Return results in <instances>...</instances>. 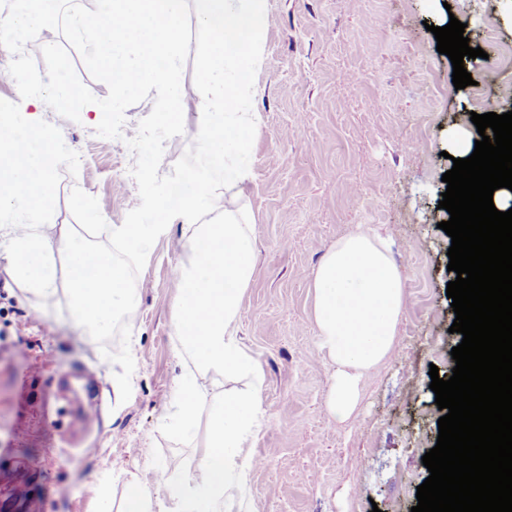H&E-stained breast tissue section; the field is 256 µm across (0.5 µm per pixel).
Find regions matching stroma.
<instances>
[{
  "instance_id": "1",
  "label": "stroma",
  "mask_w": 512,
  "mask_h": 512,
  "mask_svg": "<svg viewBox=\"0 0 512 512\" xmlns=\"http://www.w3.org/2000/svg\"><path fill=\"white\" fill-rule=\"evenodd\" d=\"M452 17L485 52L468 60L474 83L463 89L431 31ZM192 34L182 83L194 94L183 135L165 144L163 175L200 129L206 36L197 27ZM261 44L260 122L243 198L255 270L237 322L260 368L261 406L246 483L223 512H411L443 415L429 371L449 379L462 340L450 330L446 289L456 274L439 227L448 218L442 176L457 136L478 135L471 114L512 111V68L498 63L512 45V0H268ZM99 112L85 106L77 123L47 106L40 113L66 154L53 222L78 240L85 210L113 225L140 203L134 156L124 141L96 135ZM183 221L175 212L148 237L132 269L136 316L116 319L104 336L79 328L66 292L37 301L0 260V512H31L34 502L40 512H98L100 494L120 501L134 480L170 512L157 468L179 482L207 455L205 424L182 441L166 420L184 368L172 332ZM357 229L389 241L408 305L393 351L340 420L324 406L334 368L317 347L311 272ZM78 411L88 419L75 433ZM18 484L27 501L13 496Z\"/></svg>"
}]
</instances>
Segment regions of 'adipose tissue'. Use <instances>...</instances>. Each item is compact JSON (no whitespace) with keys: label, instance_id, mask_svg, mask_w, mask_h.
<instances>
[{"label":"adipose tissue","instance_id":"1","mask_svg":"<svg viewBox=\"0 0 512 512\" xmlns=\"http://www.w3.org/2000/svg\"><path fill=\"white\" fill-rule=\"evenodd\" d=\"M207 32L198 82L209 98L201 127L197 166L187 175L200 190L181 203L187 222L176 240L179 255L173 329L177 350L192 366L176 382L171 426L179 438L194 434L206 418L210 452L177 488L179 512H222L225 496L246 481L244 450L260 411L255 391L225 394L204 404L205 380L257 376L258 368L235 334L242 294L254 273V241L243 219V184L249 177V136L258 123L250 79L261 52L260 30L268 0H195ZM55 10V0H13L0 13V34L25 43L29 31ZM23 115L0 114V258L33 298L55 297L66 286L71 304L90 331L108 332L120 316L132 317L137 291L128 261L101 260L93 275L84 268L91 247L67 230H46L55 207L53 172L62 161L31 108L37 86L23 69L9 72ZM224 186L222 194L211 191ZM65 262L66 281L57 278ZM318 348L336 367L325 400L329 415L346 419L360 399V384L392 352L396 326L407 305L404 284L384 240L357 230L338 240L312 272Z\"/></svg>","mask_w":512,"mask_h":512}]
</instances>
